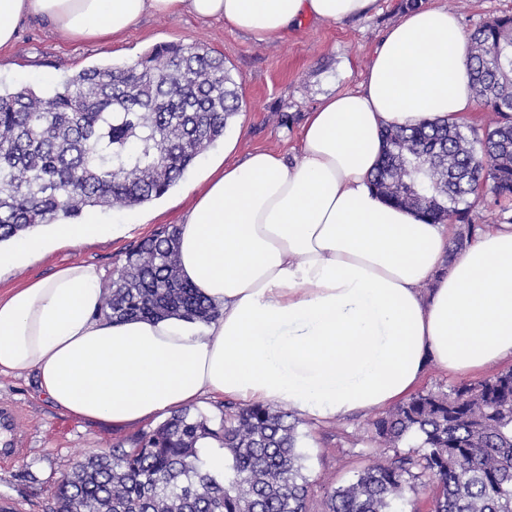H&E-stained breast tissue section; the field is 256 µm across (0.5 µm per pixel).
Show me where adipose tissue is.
<instances>
[{"label": "adipose tissue", "instance_id": "adipose-tissue-1", "mask_svg": "<svg viewBox=\"0 0 512 512\" xmlns=\"http://www.w3.org/2000/svg\"><path fill=\"white\" fill-rule=\"evenodd\" d=\"M375 0H0V48L21 21L103 43L144 18L219 21L267 44L301 20L336 24ZM469 40L454 13L400 15L360 88L323 96L294 160L235 139L178 228L179 270L219 311L203 326L115 321L103 273L73 262L0 297V374L35 373L79 419L136 425L206 395L288 403L341 418L407 396L429 363L471 373L512 358V225L453 250L446 222L392 205L372 186L389 127L459 123L476 107ZM95 213L0 248V272L101 237Z\"/></svg>", "mask_w": 512, "mask_h": 512}]
</instances>
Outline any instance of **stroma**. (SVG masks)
<instances>
[{
  "label": "stroma",
  "instance_id": "stroma-1",
  "mask_svg": "<svg viewBox=\"0 0 512 512\" xmlns=\"http://www.w3.org/2000/svg\"><path fill=\"white\" fill-rule=\"evenodd\" d=\"M408 2L376 0L370 18L364 21L334 25L307 18L275 45L256 42L216 22L203 23L187 16L148 18L122 39L105 45L66 43L46 24L31 21L21 25L16 43L0 52V86L38 87L47 72L58 84L91 66L133 62L161 44H198L223 56L239 85L243 108L227 129L239 139V154L263 149L288 155L299 145L298 133L308 112L323 96L360 86L373 50ZM418 2L448 8L468 32L493 17L512 14V0ZM223 154V142L210 146L184 178L158 200L141 207L99 211L101 223L119 225V234L108 233L75 248L53 251L0 274V295L46 277L71 261L88 262L112 273L131 245L158 228L179 225L193 202V186ZM1 404L19 410L22 442L16 461L0 464V500L20 503L22 512H49V491L74 461L155 427L151 421L117 427L74 418L39 392L32 372L0 374ZM376 416L373 410L342 419L303 415L299 431L306 455L304 473L312 485L309 512H322L328 491L354 481L360 471L388 455V448L380 445L371 430Z\"/></svg>",
  "mask_w": 512,
  "mask_h": 512
}]
</instances>
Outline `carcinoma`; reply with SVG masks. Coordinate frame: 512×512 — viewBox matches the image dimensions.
<instances>
[{
	"label": "carcinoma",
	"mask_w": 512,
	"mask_h": 512,
	"mask_svg": "<svg viewBox=\"0 0 512 512\" xmlns=\"http://www.w3.org/2000/svg\"><path fill=\"white\" fill-rule=\"evenodd\" d=\"M470 41L475 94L493 118L480 128L389 129L373 178L387 201L460 224L457 249L485 228L470 217L478 191L512 198V16L482 23ZM241 103L223 58L177 44L82 69L50 93L0 88V242L87 209L162 197L224 137ZM177 234L163 227L125 253L106 316H218L181 279ZM299 424L269 404L226 401L217 418L181 409L129 445L73 463L52 491L54 512H309ZM371 427L393 454L332 489L324 512H397L396 502L428 486V512H512V369L417 392ZM209 438L224 448L222 474L200 461ZM404 441L413 449L398 451Z\"/></svg>",
	"instance_id": "obj_1"
}]
</instances>
